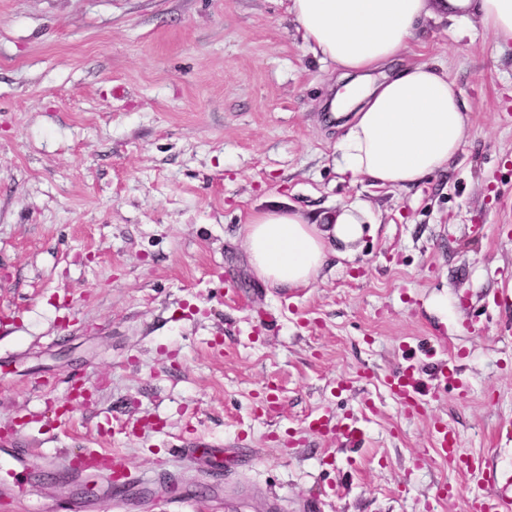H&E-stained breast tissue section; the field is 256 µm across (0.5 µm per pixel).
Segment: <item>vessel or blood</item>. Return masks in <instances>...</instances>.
<instances>
[{
	"mask_svg": "<svg viewBox=\"0 0 512 512\" xmlns=\"http://www.w3.org/2000/svg\"><path fill=\"white\" fill-rule=\"evenodd\" d=\"M386 386L401 402L418 406L421 390L412 367H400L394 375L387 378ZM306 427L324 436L340 435L351 448L357 447L363 436L356 421L336 423L324 414L308 415ZM434 437L435 452L441 460L456 462L469 483L478 486L492 485L496 488L494 494L471 497L469 512H512V471H497L482 455L462 453L455 433L449 430L446 423L436 424ZM178 454L187 461L207 458L209 464L217 469L224 462V451L220 448L195 445L179 449ZM31 457L29 449L17 447L12 440L0 441V505L8 507L15 502L22 490L19 478L28 469ZM48 462L58 472L79 477L91 475L116 488L130 481V474L122 456L118 452L103 448H88L74 455H54L49 457Z\"/></svg>",
	"mask_w": 512,
	"mask_h": 512,
	"instance_id": "b4317fda",
	"label": "vessel or blood"
}]
</instances>
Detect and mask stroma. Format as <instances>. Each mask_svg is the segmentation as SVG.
<instances>
[{
	"label": "stroma",
	"instance_id": "1",
	"mask_svg": "<svg viewBox=\"0 0 512 512\" xmlns=\"http://www.w3.org/2000/svg\"><path fill=\"white\" fill-rule=\"evenodd\" d=\"M413 61L447 71L470 132L446 172L380 188L336 172L337 72L284 0H0V430L174 472L186 512H466L478 489L431 425L512 468V45L430 20L391 67ZM290 205L362 209L305 288L247 258L248 217ZM406 365L424 412L385 385ZM312 412L357 419L361 447L304 430ZM142 418L159 428L126 432ZM197 437L252 460L179 468ZM100 488L38 459L16 512Z\"/></svg>",
	"mask_w": 512,
	"mask_h": 512
}]
</instances>
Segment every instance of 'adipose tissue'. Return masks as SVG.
I'll return each mask as SVG.
<instances>
[{
	"label": "adipose tissue",
	"instance_id": "adipose-tissue-1",
	"mask_svg": "<svg viewBox=\"0 0 512 512\" xmlns=\"http://www.w3.org/2000/svg\"><path fill=\"white\" fill-rule=\"evenodd\" d=\"M302 39L356 83L331 102L356 106L334 159L340 175L364 176L379 187L404 188L447 169L468 134V115L445 70L408 65L383 82L361 79L407 52L426 18L455 11L477 17L500 45L512 43V0H286ZM362 234L353 209L311 220L293 210L254 213L246 250L255 275L284 287L309 286L336 242Z\"/></svg>",
	"mask_w": 512,
	"mask_h": 512
}]
</instances>
